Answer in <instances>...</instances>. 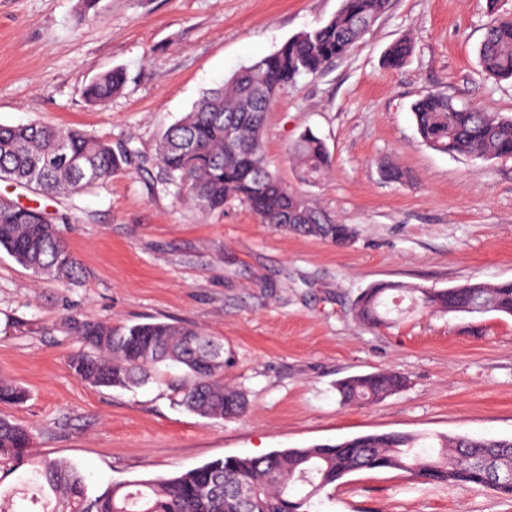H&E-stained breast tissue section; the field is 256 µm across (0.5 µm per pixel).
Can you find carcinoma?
Returning <instances> with one entry per match:
<instances>
[{
    "mask_svg": "<svg viewBox=\"0 0 512 512\" xmlns=\"http://www.w3.org/2000/svg\"><path fill=\"white\" fill-rule=\"evenodd\" d=\"M391 0H341L323 25L299 32L277 51L234 73L203 93L194 108L161 135L156 147L160 180L210 214L230 199L245 203L263 224L299 235L348 245L355 235L283 183L267 166L262 148L266 113L279 90L297 77L318 75L348 55ZM490 20L478 48L482 70L494 79H512V0H488ZM412 44L400 39L388 48L385 64L403 65ZM126 80L119 68L84 88L85 100L103 106ZM422 142L439 152L484 160L512 157V118H500L452 97L428 92L412 106ZM302 180L315 182L331 165L324 141L304 133L292 148ZM138 156L128 143L112 144L73 127L0 124V180L46 194L74 195L103 183ZM44 213L0 201V249L36 275L72 279L81 271L60 224ZM398 293L413 309L442 313L488 312L512 317V282L467 283L444 289L404 283H376L355 303L356 317L370 327L391 323L385 297ZM74 330L84 349L70 358L77 377L94 387L127 388L150 380L160 366L181 374L169 380L179 405L208 419L232 420L247 410L245 395L224 385V342L179 322L150 321L114 328L78 321ZM405 386L395 371L340 380L336 390L348 405L379 402ZM25 393L0 377V404L16 405ZM407 433L356 436L335 444L272 451L258 457L217 459L178 476L116 484L89 495L86 476L60 460L32 457V431L0 416V471L25 469L21 485L0 490V512H22L21 503L40 512H312L313 499L359 470L395 469L422 484H475L498 497H512V438L439 437L427 451Z\"/></svg>",
    "mask_w": 512,
    "mask_h": 512,
    "instance_id": "1",
    "label": "carcinoma"
}]
</instances>
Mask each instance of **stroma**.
Listing matches in <instances>:
<instances>
[{
  "instance_id": "stroma-1",
  "label": "stroma",
  "mask_w": 512,
  "mask_h": 512,
  "mask_svg": "<svg viewBox=\"0 0 512 512\" xmlns=\"http://www.w3.org/2000/svg\"><path fill=\"white\" fill-rule=\"evenodd\" d=\"M341 0H0V124L74 125L143 157L75 195L0 180V196L52 217L81 264L47 280L0 249V376L26 393L0 416L34 431L32 453L87 476L90 493L174 476L227 456H259L353 436L512 437V318L411 313L372 329L354 303L379 282L443 289L512 280V159L449 155L424 145L411 107L442 92L512 116V81L478 62L486 0H392L348 55L283 87L268 113L269 169L336 221L339 247L261 223L243 203L205 215L156 181V144L204 92L324 24ZM410 39L398 68L384 54ZM115 67L127 81L105 108L82 91ZM332 158L316 183L289 151L305 131ZM396 166L411 180L397 183ZM131 325L177 320L222 337L227 386L246 415L217 421L177 404L164 379L94 387L69 367L83 344L70 319ZM383 370L402 390L342 404L338 380ZM318 512H512L479 486L427 485L363 470L327 488Z\"/></svg>"
}]
</instances>
